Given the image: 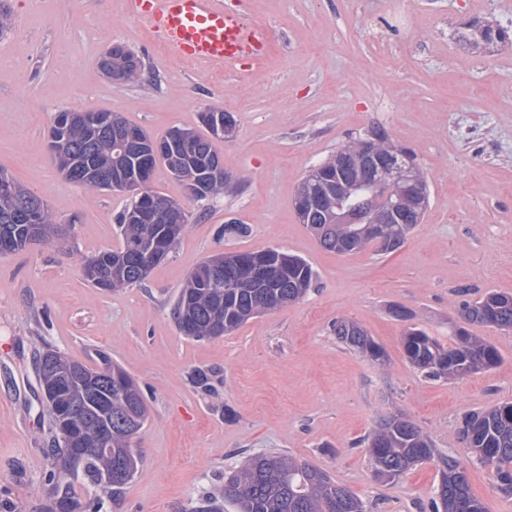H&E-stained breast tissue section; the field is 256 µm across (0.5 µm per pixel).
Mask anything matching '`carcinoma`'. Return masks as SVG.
Segmentation results:
<instances>
[{"instance_id": "1", "label": "carcinoma", "mask_w": 512, "mask_h": 512, "mask_svg": "<svg viewBox=\"0 0 512 512\" xmlns=\"http://www.w3.org/2000/svg\"><path fill=\"white\" fill-rule=\"evenodd\" d=\"M462 39L475 46H493L509 39L503 28L473 23L462 33ZM108 74H117L125 83H136L142 75V64L135 54L123 46H114L100 61ZM200 123L206 133L188 129L192 148L173 139V133L156 141L144 130L122 122L123 129L137 139L162 145L159 156H141L122 147L120 135L112 130L94 133L75 119L63 127L52 121L49 139L61 142L60 150L51 155L58 169L73 172L71 182L84 186L81 175L87 165L96 171L92 188L107 190L115 174L122 171L133 177L137 194L117 216L121 245L93 256L98 280L87 281L103 291H114L142 282L141 268L154 243L167 236L170 224H189V213L160 212L159 205L173 200L155 189L152 175L162 164L182 181L197 179L199 199L213 198L228 190L230 176L211 177V170L223 167L214 136V129L205 116ZM372 149L384 159L403 153L411 167L421 171L414 155L393 141L385 130L376 128L367 137L352 138L340 143L331 157L315 166L303 178L297 196L312 191L322 193L323 206L313 214L299 219L317 238L320 246L340 255L373 250L379 254L398 249L414 225L421 223L429 205V185L420 177L423 206L415 208L403 192L377 186L361 185L358 166L336 165V157L348 152L359 154ZM15 197L0 200V249L18 252L26 249L31 227L42 229L41 242L51 243L56 232V217L38 196L15 184ZM385 216L392 220L385 233H371L372 221ZM246 259L264 270V281L240 285L224 282L222 288L209 286V275ZM316 279L312 266L303 258L277 249L267 248L212 256L197 266L187 277L174 305L173 315L179 331L192 339L203 340L229 335L249 319L277 309L279 302L295 303L311 290ZM462 324L454 327L448 344L441 343L424 329L413 325L402 337L408 362L434 379L461 378L487 372L503 362L500 351L491 343L470 333L468 324L494 327L512 332V293L488 290L476 298L460 303ZM337 339L349 349L379 364L387 358L385 350L357 322L342 319L334 327ZM88 367L74 362L60 352L45 348L39 354L37 375L40 386L62 383L69 387L67 403L81 396L86 383L81 375ZM51 447L62 448L60 459L64 470L83 469L94 486L100 485L106 472L112 473L110 490L117 494L138 470L139 458L132 448V431L118 421L132 420L141 426L149 411L137 384L124 388H104L79 411L82 433L78 447L84 449L79 460L69 453L60 431L58 417L48 410ZM459 442L476 461L491 468L498 489L512 495V401L489 409L475 410L467 415L459 429ZM365 445L378 478L393 482L415 466L434 458L439 461L438 487L432 503L434 512H486L484 504L471 491L467 468L452 455L440 453L432 439L417 424L399 417L383 419L359 441ZM112 452L104 453L102 449ZM52 486L56 512H74L76 504L70 485L60 481L52 471L47 476ZM236 512H366L363 499L346 485L337 482L326 470L310 463H299L285 453L247 455L224 476V484L206 493L195 512H224V504Z\"/></svg>"}]
</instances>
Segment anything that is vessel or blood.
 <instances>
[{
	"label": "vessel or blood",
	"instance_id": "b4317fda",
	"mask_svg": "<svg viewBox=\"0 0 512 512\" xmlns=\"http://www.w3.org/2000/svg\"><path fill=\"white\" fill-rule=\"evenodd\" d=\"M168 58L250 74L267 52L262 25L216 0H130Z\"/></svg>",
	"mask_w": 512,
	"mask_h": 512
}]
</instances>
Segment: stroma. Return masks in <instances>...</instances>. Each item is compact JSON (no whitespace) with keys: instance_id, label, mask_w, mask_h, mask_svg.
I'll return each mask as SVG.
<instances>
[{"instance_id":"1","label":"stroma","mask_w":512,"mask_h":512,"mask_svg":"<svg viewBox=\"0 0 512 512\" xmlns=\"http://www.w3.org/2000/svg\"><path fill=\"white\" fill-rule=\"evenodd\" d=\"M409 25L392 27L385 0H222L265 24L262 74L245 79L167 58L127 0H0L14 26L0 36V169L45 201L64 242L0 255V512H48L53 467L48 416L36 374L52 348L96 368L107 353L141 388L149 418L134 446L141 462L120 495L72 478L83 505L100 512H192L241 453L284 452L329 472L367 502V512H431L436 463L394 483L377 480L361 438L401 414L442 453L460 452L467 413L512 400V334L475 325L502 364L456 380L425 377L407 362L408 323L447 341L460 289L512 293V42L490 49L461 41L473 21L512 32V0H405ZM142 61L135 84L108 78L99 58L114 45ZM120 113L160 138L199 128L207 109L230 112L220 144L229 190L189 199L157 167L154 187L181 203L190 228L139 285L93 288L82 263L119 247L124 193L68 181L47 150L62 109ZM382 128L427 175L430 204L394 252L339 255L300 224L295 194L308 170L348 137ZM486 138L491 157L470 152L464 130ZM237 220L247 236L227 238ZM277 248L305 258L316 281L300 302L248 320L227 336L196 341L172 315L187 276L222 253ZM411 313L410 321L392 314ZM360 323L386 351L380 367L336 337L337 320ZM209 371V396L191 382ZM487 512H512L488 467L468 466Z\"/></svg>"}]
</instances>
